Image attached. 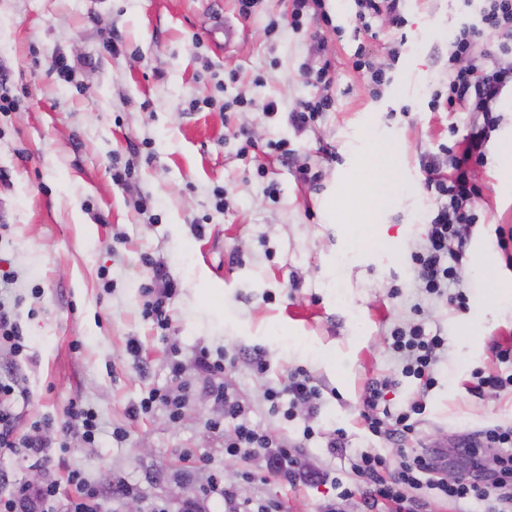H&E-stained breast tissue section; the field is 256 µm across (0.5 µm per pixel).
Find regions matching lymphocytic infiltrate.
<instances>
[{"mask_svg": "<svg viewBox=\"0 0 512 512\" xmlns=\"http://www.w3.org/2000/svg\"><path fill=\"white\" fill-rule=\"evenodd\" d=\"M512 53V0H481L475 20L461 23L448 41V85L432 91L428 106L449 112L472 113L476 130L460 153L448 156L447 164L429 160L424 164L425 185L437 201L428 243L424 251L412 258V272L425 290L437 292L444 280L453 276V262L462 260L466 233L476 223V215L467 208L475 186L470 172L473 162L485 156V149L497 123L493 107L506 95H512V64L505 57ZM329 63L305 67L303 77L318 95L302 101L288 114V124L296 133L307 130L323 112L334 104L328 88L332 82ZM390 346L405 355L402 367L405 377L419 385L418 397L406 406H391L386 398L389 379L372 380L366 387L362 413L366 431L373 437L401 445L398 460H389L374 448L349 451L348 436L335 429L326 447L330 455L350 462L357 482L363 483V512H384L394 504L395 512H418L428 500L448 503L456 512H512V426L491 424L462 436L456 445L463 463L455 480L443 477L444 464L433 448H412L408 442L418 432L426 410V397L437 386L435 366L438 353L446 344L441 334L425 333L423 328L393 329ZM196 366L210 397L223 405L225 417L236 420L232 436L224 443L225 456L246 460L264 455L267 467L289 485L309 482L339 485L335 470H307L301 462L302 450L315 430L312 419L320 410L321 387L302 368L291 371L280 387H267L264 398L271 413L285 420L305 411L309 419L302 438L290 443L253 427L236 395L214 378L223 372L222 360L211 359L201 351ZM21 386L13 370L0 373V456L22 453L48 466L63 458L70 445L65 435L73 425H80L84 443H94L99 434L97 413L81 402H70L61 424L63 440L43 437L50 420L34 422L28 434L17 432L18 415L12 399ZM0 484L10 486L7 496H0V512H99L102 496L125 498L134 488L120 477L107 485H91L77 470L64 469L47 482H11L7 472L0 471ZM222 501L224 512H279L276 502L251 508L227 488L223 477L211 476L197 495L180 499L160 508L159 512H211L215 501Z\"/></svg>", "mask_w": 512, "mask_h": 512, "instance_id": "obj_1", "label": "lymphocytic infiltrate"}]
</instances>
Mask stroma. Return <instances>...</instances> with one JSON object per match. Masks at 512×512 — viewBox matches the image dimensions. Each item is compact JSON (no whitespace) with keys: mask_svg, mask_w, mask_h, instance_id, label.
I'll list each match as a JSON object with an SVG mask.
<instances>
[{"mask_svg":"<svg viewBox=\"0 0 512 512\" xmlns=\"http://www.w3.org/2000/svg\"><path fill=\"white\" fill-rule=\"evenodd\" d=\"M291 5L257 0L244 18L237 0H0V92L15 101L0 112V273L13 276L28 345L17 361L28 391L18 429L48 417L54 439L71 400L93 408L102 430L91 445L73 439L66 464L98 484L124 477L140 490L138 512L196 494L213 474L253 504L279 501L282 512L331 503L363 510L361 494L292 488L263 458H225L236 422L222 419L202 388L203 349L235 358L223 381L258 430L299 439L302 420L272 416L263 393L302 366L322 385L319 426L344 429L361 448L370 380L392 379L394 405L416 394L387 338L419 323L448 338L422 445L443 448L457 472L459 436L512 423V391L464 387L474 371L504 372L490 347L512 337V306L501 299L512 291V267L496 235L512 227V98L499 104V126L472 166L478 221L447 296L426 293L411 273L435 210L422 161L472 130L468 114L428 107L448 83V34L462 0H404L406 42L395 64L387 17L357 33L334 0L343 34L314 17L297 31ZM359 46L392 67L381 95L352 67ZM58 58L66 74L53 70ZM326 59L334 105L295 135L287 115L315 93L301 68ZM282 139L293 161L270 151ZM377 150L394 190L374 223L360 224L361 203L346 188ZM303 163L307 181L296 170ZM157 267L179 287L164 329L143 314ZM460 291L464 312L447 300ZM133 338L136 356L126 350ZM256 348L269 363L262 376L243 360ZM186 385L179 421L160 408L129 420L150 390ZM218 418L219 433L210 428ZM117 427L128 430L126 442L113 441ZM193 455L206 465L192 469Z\"/></svg>","mask_w":512,"mask_h":512,"instance_id":"1","label":"stroma"}]
</instances>
